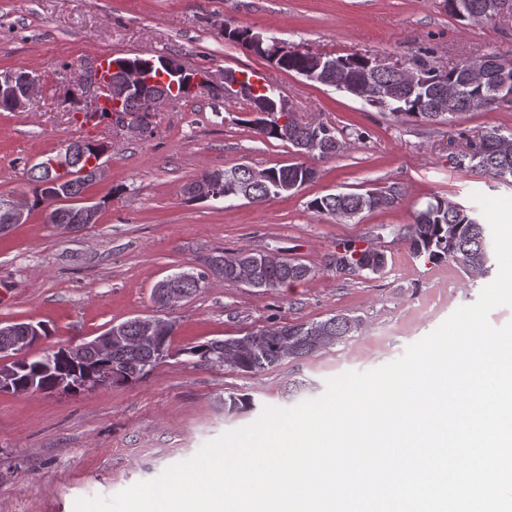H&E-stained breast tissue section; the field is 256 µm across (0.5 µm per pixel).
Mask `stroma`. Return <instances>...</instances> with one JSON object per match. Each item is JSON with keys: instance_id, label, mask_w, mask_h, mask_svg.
Segmentation results:
<instances>
[{"instance_id": "obj_1", "label": "stroma", "mask_w": 512, "mask_h": 512, "mask_svg": "<svg viewBox=\"0 0 512 512\" xmlns=\"http://www.w3.org/2000/svg\"><path fill=\"white\" fill-rule=\"evenodd\" d=\"M228 24L322 55L406 63L428 51L446 66L489 53L512 58V17L463 21L444 0H0V72L22 68L42 80L25 108L0 111V199L25 197L30 169L73 141L108 147L105 178L84 193L99 206L96 223L68 233L46 224L38 208L0 231V325H49L52 336L32 349L41 355L136 317L177 324L175 356L135 384L77 396L0 392V512H75L78 499L154 479L251 424L262 407L318 398L344 358L359 357L360 372L396 360L488 284L469 281L454 263L415 256L406 233L432 196L467 205L475 192L512 194L454 164L465 139L512 132V102L449 126L401 121L225 40ZM106 52L166 56L199 81L189 98L153 113L145 131L111 119L89 124L78 112V78ZM227 69L262 75L299 121L335 128L346 149L312 159L313 182L260 206L188 200L183 188L201 169L297 160L288 143L245 124L243 100L225 99L216 77ZM383 186L396 190V204L351 221L310 207L330 193ZM347 245L383 252V272L337 271L336 254ZM217 249L288 257L311 274L276 291L213 279L174 307L153 301L156 282L200 267ZM337 313L360 317L359 332L260 373L205 366L182 352ZM244 394L255 410L227 413L225 399Z\"/></svg>"}]
</instances>
